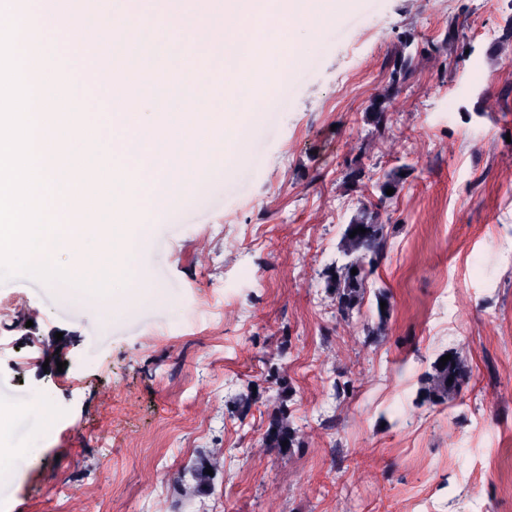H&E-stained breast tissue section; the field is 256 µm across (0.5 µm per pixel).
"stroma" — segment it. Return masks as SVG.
<instances>
[{"instance_id": "stroma-1", "label": "stroma", "mask_w": 512, "mask_h": 512, "mask_svg": "<svg viewBox=\"0 0 512 512\" xmlns=\"http://www.w3.org/2000/svg\"><path fill=\"white\" fill-rule=\"evenodd\" d=\"M319 11L316 50L282 62L287 107L240 115L250 162L198 189L185 175L159 212L139 256L154 291L134 310L0 282V399L52 408L0 435L19 451L0 512H512V0ZM406 45L385 146L370 109ZM377 201L387 247L344 319L325 272ZM447 352L470 378L434 404L422 379ZM282 401L300 444L259 452ZM215 451L211 491L184 495L178 474Z\"/></svg>"}]
</instances>
